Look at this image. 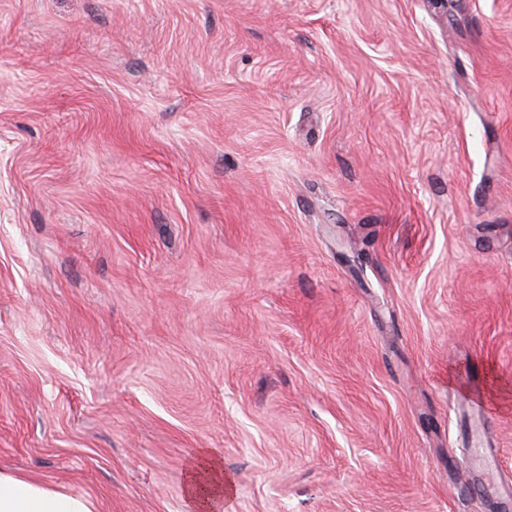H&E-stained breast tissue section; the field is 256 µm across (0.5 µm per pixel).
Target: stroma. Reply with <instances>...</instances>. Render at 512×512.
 Listing matches in <instances>:
<instances>
[{"label": "stroma", "mask_w": 512, "mask_h": 512, "mask_svg": "<svg viewBox=\"0 0 512 512\" xmlns=\"http://www.w3.org/2000/svg\"><path fill=\"white\" fill-rule=\"evenodd\" d=\"M463 406L512 481V0H0L1 470L501 512ZM203 463L193 465L187 474L186 494L193 512H222L224 494L229 493L230 482L224 481L221 460L205 457Z\"/></svg>", "instance_id": "stroma-1"}]
</instances>
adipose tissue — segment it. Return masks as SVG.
<instances>
[{
  "label": "adipose tissue",
  "mask_w": 512,
  "mask_h": 512,
  "mask_svg": "<svg viewBox=\"0 0 512 512\" xmlns=\"http://www.w3.org/2000/svg\"><path fill=\"white\" fill-rule=\"evenodd\" d=\"M230 483L218 457L191 466L186 494L192 512H223ZM0 512H97L95 503L9 472H0Z\"/></svg>",
  "instance_id": "obj_1"
}]
</instances>
